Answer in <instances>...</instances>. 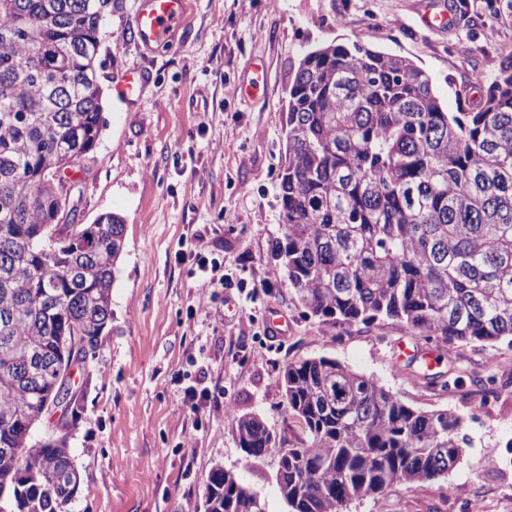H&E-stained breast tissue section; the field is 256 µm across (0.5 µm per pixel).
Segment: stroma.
I'll return each mask as SVG.
<instances>
[{
	"label": "stroma",
	"instance_id": "35a3bbf8",
	"mask_svg": "<svg viewBox=\"0 0 512 512\" xmlns=\"http://www.w3.org/2000/svg\"><path fill=\"white\" fill-rule=\"evenodd\" d=\"M141 0L102 26L98 79L104 127L73 168L77 221L124 218L112 318L95 353L75 365L76 417L47 410L33 441L68 420L81 476L64 512H204L205 483L224 467L256 492L266 512H288L276 483L279 451L305 432L288 410L280 374L293 361L327 357L375 379L407 405L460 416L470 439L447 474L396 483L353 499L343 512H512V343L428 342L404 323L333 326L307 314L287 281L262 289L271 244L282 235L277 174L286 160L289 89L306 48L359 43L400 54L428 72L445 110L469 112L476 84L512 50V0H185L171 40L144 46L132 29ZM449 10L445 27L427 14ZM265 86L247 95L251 64ZM144 73L134 100L114 97L121 76ZM212 266L204 275L199 260ZM230 287L218 286V278ZM439 355L455 391L427 384L400 345ZM497 376V400L473 424V378ZM206 390L198 411L186 390ZM260 417L276 446L260 460L240 448L226 409ZM494 447L503 460L487 462Z\"/></svg>",
	"mask_w": 512,
	"mask_h": 512
}]
</instances>
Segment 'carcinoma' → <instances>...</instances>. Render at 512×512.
Returning <instances> with one entry per match:
<instances>
[{
	"instance_id": "cac0c4a2",
	"label": "carcinoma",
	"mask_w": 512,
	"mask_h": 512,
	"mask_svg": "<svg viewBox=\"0 0 512 512\" xmlns=\"http://www.w3.org/2000/svg\"><path fill=\"white\" fill-rule=\"evenodd\" d=\"M120 0H0V512H62L79 489L67 444L31 442L76 333L100 341L112 317L124 222L85 224L50 249L57 173L102 127L99 29ZM472 112H447L425 70L358 43L304 52L289 90L278 174L283 238L271 272L327 323H406L427 341L512 337V56L481 78ZM306 433L281 458L288 512H340L395 483L455 466L466 437L445 409L407 406L373 378L320 357L281 375ZM240 448L275 445L262 419L232 414ZM205 512H266L217 468Z\"/></svg>"
}]
</instances>
